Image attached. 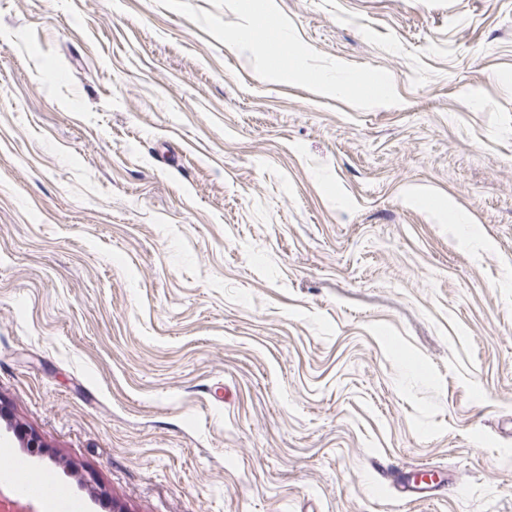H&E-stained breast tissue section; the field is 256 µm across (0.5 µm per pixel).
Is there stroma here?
<instances>
[{
  "label": "stroma",
  "mask_w": 512,
  "mask_h": 512,
  "mask_svg": "<svg viewBox=\"0 0 512 512\" xmlns=\"http://www.w3.org/2000/svg\"><path fill=\"white\" fill-rule=\"evenodd\" d=\"M0 405L78 512H512V0H0ZM317 83L323 91L336 92V94H350L354 89L360 87L361 96L373 103L384 102L388 96L387 85L380 81L365 82L360 78H354L341 84L336 81L334 74L324 73ZM388 478L398 497L409 502L436 495L439 485L433 475L428 480L418 479L414 473L403 469L389 473Z\"/></svg>",
  "instance_id": "obj_1"
}]
</instances>
